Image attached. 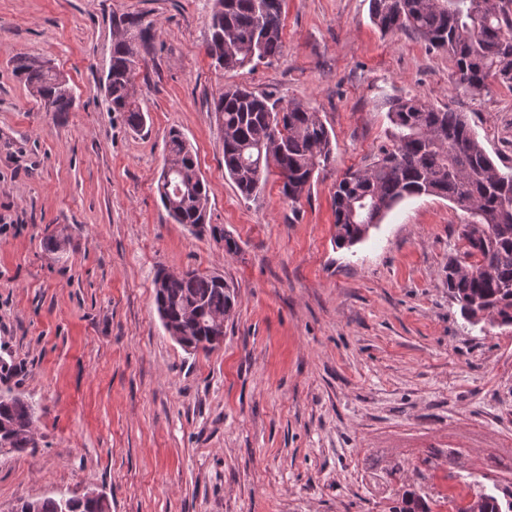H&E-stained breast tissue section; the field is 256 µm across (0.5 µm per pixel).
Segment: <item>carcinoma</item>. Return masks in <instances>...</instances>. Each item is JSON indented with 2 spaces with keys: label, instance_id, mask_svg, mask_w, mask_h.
Returning a JSON list of instances; mask_svg holds the SVG:
<instances>
[{
  "label": "carcinoma",
  "instance_id": "carcinoma-1",
  "mask_svg": "<svg viewBox=\"0 0 512 512\" xmlns=\"http://www.w3.org/2000/svg\"><path fill=\"white\" fill-rule=\"evenodd\" d=\"M283 0H214L207 55L224 70L253 67L283 51ZM371 20L384 33L416 34L431 49H443L453 64L454 84L480 94L491 83L512 89V0H371ZM136 42L112 45L105 103L127 126L140 129L145 113L135 98ZM15 72L47 112H69L74 97L67 83L42 62L16 59ZM222 135L224 170L249 198L263 188L270 167L279 171L281 192L291 202L309 191L325 169L333 142L318 113L301 102L284 105L269 95L227 87L213 101ZM388 116L393 129L373 161L346 173L334 193L336 242L353 245L367 225L408 197L446 199L472 218L462 259L448 264V291L471 325L512 326V170L499 168L462 112L438 108L418 97L397 98ZM167 157L178 170L160 173L157 192L176 224L206 227L209 193L184 135L168 132ZM184 194H176V188ZM158 312L178 328L193 350L222 342L216 319L230 315L234 290L213 274L188 270L154 287ZM34 406L16 395H0V438L23 452L36 447ZM16 512H107L95 501L44 497L26 500ZM389 512H432L411 485H403ZM461 512H512V493L483 490Z\"/></svg>",
  "mask_w": 512,
  "mask_h": 512
}]
</instances>
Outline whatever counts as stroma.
<instances>
[{
  "label": "stroma",
  "mask_w": 512,
  "mask_h": 512,
  "mask_svg": "<svg viewBox=\"0 0 512 512\" xmlns=\"http://www.w3.org/2000/svg\"><path fill=\"white\" fill-rule=\"evenodd\" d=\"M211 7L0 0V394L33 403L37 443L0 454V512L90 492L111 512H388L371 473L439 450L464 460L455 479L512 482V326L470 325L448 295L468 214L408 198L340 248L333 205L399 97L466 113L512 168V90L456 88L447 53L382 34L370 0H284L282 54L224 71L206 54ZM121 13L156 27L140 48L139 132L100 87ZM20 56L63 75L72 111L40 106ZM235 85L309 104L330 131L332 161L298 202L277 174L248 199L225 174L212 103ZM173 127L223 238L172 223L159 200ZM161 269L234 289L220 347L169 337L153 303Z\"/></svg>",
  "instance_id": "1"
}]
</instances>
